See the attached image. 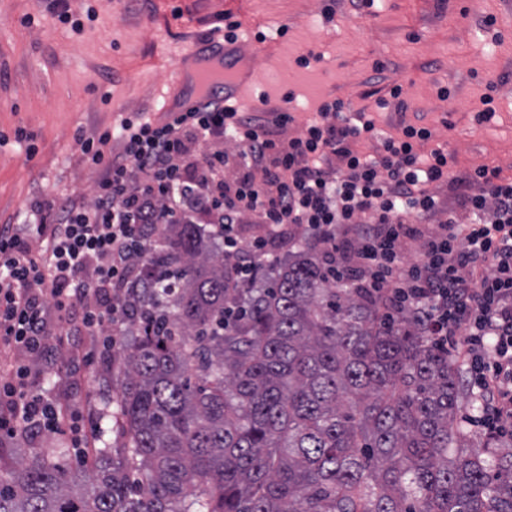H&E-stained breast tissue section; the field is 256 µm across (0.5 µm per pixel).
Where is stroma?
<instances>
[{"mask_svg":"<svg viewBox=\"0 0 512 512\" xmlns=\"http://www.w3.org/2000/svg\"><path fill=\"white\" fill-rule=\"evenodd\" d=\"M245 2L258 22L239 30L258 65L255 108L290 113L288 135L302 133L322 102L340 99L374 121V134L356 144L365 156H378L384 137L412 123L432 131L419 153L439 148L454 156L457 172L489 165L512 176V0H374L360 9L351 0ZM50 3L0 0V227L20 225L36 202L90 197L96 174L78 135L158 108L186 48L237 11L235 0H69L63 22ZM309 54L314 62L299 66ZM397 85L404 112L389 100ZM487 94L495 115L480 123ZM379 99L386 107H376ZM20 128L30 140L17 139ZM435 192L440 210L403 240L405 264L420 262L425 237L459 207L454 186ZM30 368L29 391L74 409L94 446L125 442L121 427L100 417L104 399L122 391L116 354L104 351L101 337H72ZM71 438L47 431L29 445L1 436L0 470L35 446L66 448L70 465H81Z\"/></svg>","mask_w":512,"mask_h":512,"instance_id":"35a3bbf8","label":"stroma"}]
</instances>
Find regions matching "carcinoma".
Here are the masks:
<instances>
[{
    "mask_svg": "<svg viewBox=\"0 0 512 512\" xmlns=\"http://www.w3.org/2000/svg\"><path fill=\"white\" fill-rule=\"evenodd\" d=\"M124 287L140 337L114 416L127 443L80 474L35 450L0 512H512V455L458 422L457 366L420 316L299 247L230 287L198 224H151Z\"/></svg>",
    "mask_w": 512,
    "mask_h": 512,
    "instance_id": "1",
    "label": "carcinoma"
}]
</instances>
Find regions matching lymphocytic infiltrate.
<instances>
[{"instance_id": "f902f5d3", "label": "lymphocytic infiltrate", "mask_w": 512, "mask_h": 512, "mask_svg": "<svg viewBox=\"0 0 512 512\" xmlns=\"http://www.w3.org/2000/svg\"><path fill=\"white\" fill-rule=\"evenodd\" d=\"M345 104L323 102L303 135L274 138L291 115L272 120L214 103L154 122L150 113L122 118L117 130L82 139L96 173L91 199L35 204L21 230L0 229V341L17 355V383L0 386V433L34 438L64 422L53 399L19 387L29 361L51 346V325L69 336H99L104 347L123 335L119 288L136 276L153 224H206L233 264V285L255 287L258 266H275L281 226L304 224L336 273L338 233L352 235L355 269L392 310L427 317L438 344L466 329L461 351L468 382L482 400L473 425L512 433V178L481 165L456 175L442 150L420 157L427 127L402 124L383 140L379 158L354 147L375 124L365 114L343 120ZM238 148L234 176L224 170L223 141ZM454 184L466 220L449 214L424 241L420 263L404 266L399 245L439 210L432 186ZM416 224H409L408 215ZM270 226L268 237L242 241L244 218ZM47 234L45 251L26 238Z\"/></svg>"}]
</instances>
